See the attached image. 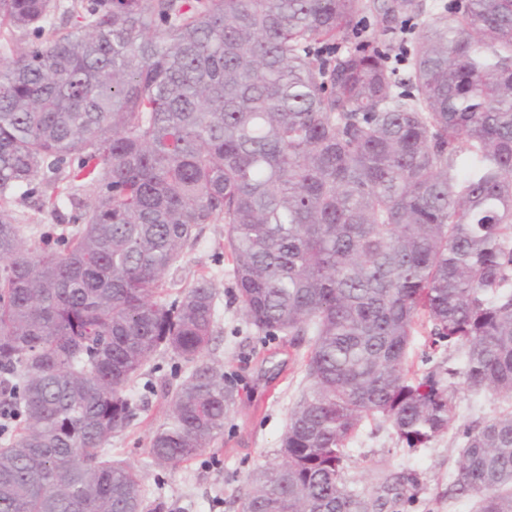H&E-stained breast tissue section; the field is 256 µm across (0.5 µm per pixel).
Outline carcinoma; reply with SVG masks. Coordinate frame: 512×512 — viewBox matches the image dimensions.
Returning <instances> with one entry per match:
<instances>
[{"label":"carcinoma","mask_w":512,"mask_h":512,"mask_svg":"<svg viewBox=\"0 0 512 512\" xmlns=\"http://www.w3.org/2000/svg\"><path fill=\"white\" fill-rule=\"evenodd\" d=\"M372 8L419 12L0 0V512H180L147 509L105 445L161 349L194 368L151 457L174 471L224 430L233 393L204 360L214 284L162 297L203 224L224 223L248 322L309 337L311 389L242 512H385L405 482L374 499L347 487L364 419L415 450L448 429L455 378L512 398V0H454L400 47L364 34ZM17 190L68 204L55 246L19 223ZM422 316L461 366L409 376ZM459 439L452 490L512 512V406Z\"/></svg>","instance_id":"carcinoma-1"}]
</instances>
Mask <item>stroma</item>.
<instances>
[{
  "instance_id": "stroma-1",
  "label": "stroma",
  "mask_w": 512,
  "mask_h": 512,
  "mask_svg": "<svg viewBox=\"0 0 512 512\" xmlns=\"http://www.w3.org/2000/svg\"><path fill=\"white\" fill-rule=\"evenodd\" d=\"M209 276L216 289V326L204 354L221 365L224 382L234 395L232 411L214 445L177 471L157 465L148 452L152 433L168 415L166 389L175 387L193 366L170 353L158 354L142 370L130 394L133 417L129 426L107 445L112 460L132 466L141 476L147 498L165 497L183 512H241L239 493L258 466L277 463L280 438L291 410L309 391L304 357L307 339L285 333L269 336L245 319L234 299L232 263L224 248V225H204L195 246L169 271L166 294L175 298L197 275ZM429 325L417 327L408 349L415 376L461 353L433 349ZM454 420L444 434L425 448L401 450L392 428L364 420L349 446L347 485L357 494L376 496L384 481L414 476L418 491L401 512H473L467 496L449 497L448 475L457 466L458 430L512 405V400L455 386Z\"/></svg>"
}]
</instances>
